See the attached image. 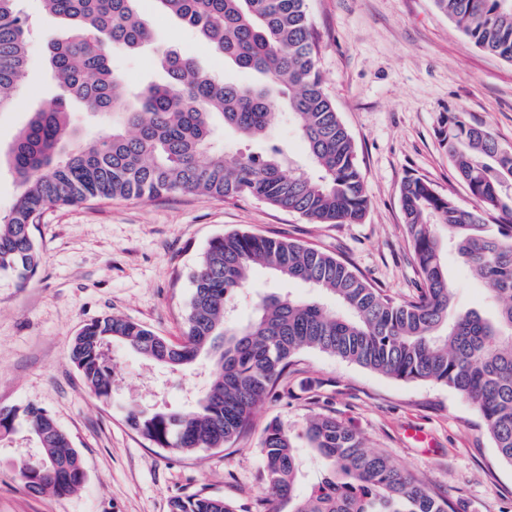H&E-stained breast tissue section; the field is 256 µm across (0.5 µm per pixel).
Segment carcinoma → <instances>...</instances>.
<instances>
[{"label": "carcinoma", "instance_id": "cac0c4a2", "mask_svg": "<svg viewBox=\"0 0 512 512\" xmlns=\"http://www.w3.org/2000/svg\"><path fill=\"white\" fill-rule=\"evenodd\" d=\"M205 39L215 54L251 72L249 84L201 70L170 50L159 58L165 81L133 92L112 70L107 44L136 51L153 40L142 0H43L67 26L49 64L64 96L32 113L6 152L21 192L0 215V272L21 282L39 270L33 230L50 208L91 200L203 195L253 196L313 224H358L368 210L354 139L323 87L319 38L306 0H154ZM479 49L512 61V0H433ZM27 20L17 0H0V108L27 66ZM112 117V129L76 149L66 143L69 107ZM285 111L305 161L270 132ZM222 127L261 141L254 153L231 154L218 143ZM438 136L458 178L478 207L460 208L420 178L401 188V209L421 291L396 301L353 266L302 244L248 231L211 239L192 273L184 340L174 344L145 326L105 317L85 327L71 362L98 398H112L116 375L109 350L130 346L143 359L180 371L204 354L212 362L205 392L185 409L125 407L129 427L160 448L182 452L222 448L249 428L255 408L283 391L293 357L315 350L402 380L446 385L479 412L502 461L512 465V152L461 113L441 120ZM488 287L492 315L457 312L444 254ZM283 283L301 282L316 295L272 292L253 302L245 322L233 304L256 269ZM325 294L336 304L329 310ZM0 438L24 429L55 470L16 469L33 494L67 496L84 485L82 459L69 435L35 404L0 409ZM305 447L277 421L260 448L270 512H449L447 501L368 448L365 438L333 416L311 415ZM324 477L296 496L305 457ZM171 512H237L222 498L192 495Z\"/></svg>", "mask_w": 512, "mask_h": 512}]
</instances>
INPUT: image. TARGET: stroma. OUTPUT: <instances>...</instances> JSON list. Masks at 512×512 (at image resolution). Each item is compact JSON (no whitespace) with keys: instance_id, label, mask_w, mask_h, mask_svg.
Here are the masks:
<instances>
[{"instance_id":"stroma-1","label":"stroma","mask_w":512,"mask_h":512,"mask_svg":"<svg viewBox=\"0 0 512 512\" xmlns=\"http://www.w3.org/2000/svg\"><path fill=\"white\" fill-rule=\"evenodd\" d=\"M306 3L319 35L324 88L356 144L369 198L363 222L312 224L250 196L98 200L49 210L34 232L42 256L34 278L22 283L0 273V408L47 409L71 436L86 481L70 496L30 493L15 471L29 448L19 439L2 441L0 512H170L173 499L197 492L224 498L238 512H268L259 453L265 428L275 420L298 433L315 412L357 429L370 448L384 451L456 512H512V465L499 458L474 407L448 386L396 379L307 350L289 368L285 393L257 408L247 433L223 448L185 453L130 429L124 407L145 399L185 407L207 385L206 360L172 373L114 346L120 378L108 400L87 389L70 361L79 330L109 315L181 341L190 273L217 235L245 230L336 254L403 301L420 288L403 226V182L422 178L459 207L476 208L437 129L444 116L462 112L512 147V62L476 48L433 0ZM17 6L29 22L28 65L12 104L0 109L1 150L60 93L48 47L65 29L41 0ZM143 17L153 46L111 53L114 72L131 85L161 80L155 52L168 46L206 71L249 81L151 0ZM448 275L457 311L492 313L486 286L456 259H449ZM410 427L426 441L408 438Z\"/></svg>"}]
</instances>
